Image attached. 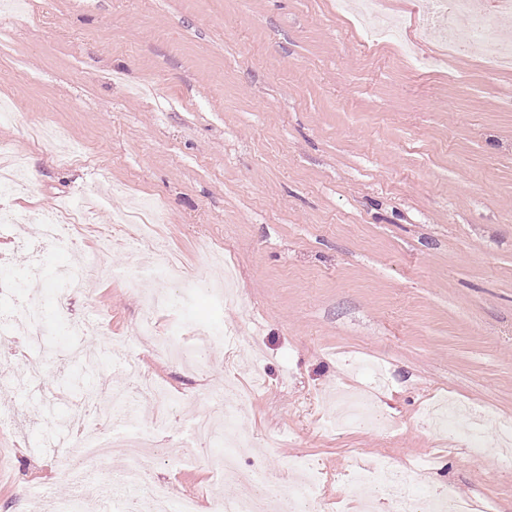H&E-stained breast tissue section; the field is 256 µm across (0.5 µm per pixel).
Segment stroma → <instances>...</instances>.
Returning a JSON list of instances; mask_svg holds the SVG:
<instances>
[{
  "mask_svg": "<svg viewBox=\"0 0 512 512\" xmlns=\"http://www.w3.org/2000/svg\"><path fill=\"white\" fill-rule=\"evenodd\" d=\"M425 0H379L374 13L336 0H33L0 12V143L25 158L0 206L25 217L0 241L25 270L41 215L84 213L94 249L101 225L132 202L160 203L158 233L140 257L166 253L202 280L209 252L234 265L238 302L201 291L187 310H161L158 331L224 324L235 352L214 344L199 373L144 347L137 334L139 271L117 239L86 291L62 294V256H49L46 411L0 433V508L22 499L46 512L66 489L67 448L53 420L82 397L68 364L70 323L103 318L89 343L121 341L180 403L166 423L148 402L153 480L197 497L218 483L210 462L176 470L205 410L203 384L232 380L238 430L251 436L280 487L296 459L322 480L308 512H362L347 495L361 463L432 460L416 498L443 490L475 512H512V446L476 453L457 427L425 414L440 398L512 420V70L487 77L481 60L449 54L412 68ZM377 361L391 386L375 398L391 425L336 431L340 389L368 388L358 362Z\"/></svg>",
  "mask_w": 512,
  "mask_h": 512,
  "instance_id": "obj_1",
  "label": "stroma"
}]
</instances>
